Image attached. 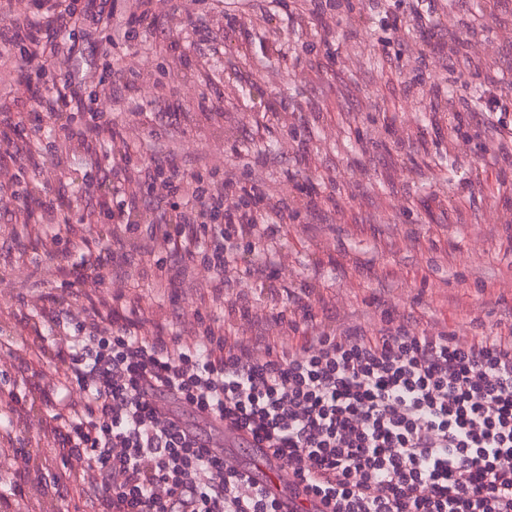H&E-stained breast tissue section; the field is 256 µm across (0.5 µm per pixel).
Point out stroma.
<instances>
[{
	"label": "stroma",
	"mask_w": 512,
	"mask_h": 512,
	"mask_svg": "<svg viewBox=\"0 0 512 512\" xmlns=\"http://www.w3.org/2000/svg\"><path fill=\"white\" fill-rule=\"evenodd\" d=\"M390 15L404 29L388 30ZM25 26L0 27V48L18 54L70 37L73 78L54 68L41 79L0 71V134L17 130L45 147L44 158L22 153L8 170L21 191L46 182L45 201L70 221L23 228L12 205L0 206V495L11 493V445L21 442L49 460L59 512H93L54 440L7 405L23 395L22 377L63 374L24 340L47 329L64 296L72 319L97 305L108 321L103 302L121 293L124 315L145 336L162 329L189 340L219 320L258 358L268 346L296 345L308 288L312 332L405 328L468 343L512 331V194L499 190L512 181V0H332L320 10L312 0H167L132 41L55 22L31 41ZM176 51L189 65L176 66ZM103 71L115 90L109 102L80 80ZM486 71L504 89L495 106L475 110L463 86ZM61 96L75 125L103 112L91 142L99 165L56 155L60 137L48 135L45 115ZM454 132L466 152L449 149ZM115 135L141 172L137 205L148 222L181 201L155 188L160 169L307 198L281 215L272 244L238 246L248 260H270L279 296L255 293L241 267L217 289L200 258L145 233L116 249L100 281L69 296L72 265L105 244L99 188L118 181ZM57 234L74 242L69 257L45 253L43 240Z\"/></svg>",
	"instance_id": "35a3bbf8"
}]
</instances>
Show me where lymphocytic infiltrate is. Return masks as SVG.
<instances>
[{
  "label": "lymphocytic infiltrate",
  "mask_w": 512,
  "mask_h": 512,
  "mask_svg": "<svg viewBox=\"0 0 512 512\" xmlns=\"http://www.w3.org/2000/svg\"><path fill=\"white\" fill-rule=\"evenodd\" d=\"M195 205L151 222V238L201 255L224 277L237 239L274 240L256 207L285 200L261 194L230 201L196 176L163 180ZM52 317L33 344L65 366L62 379L32 381L29 401L66 404L51 427L72 475L95 491V512H278L253 477L198 446L146 389L261 441L332 512H512V336L469 345L448 333L407 330L367 336L304 335L292 350L255 358L245 342L215 328L191 342L177 335L114 328L89 313L76 335ZM82 386L65 403L68 383ZM11 496L44 512L47 460L18 448Z\"/></svg>",
  "instance_id": "f902f5d3"
}]
</instances>
